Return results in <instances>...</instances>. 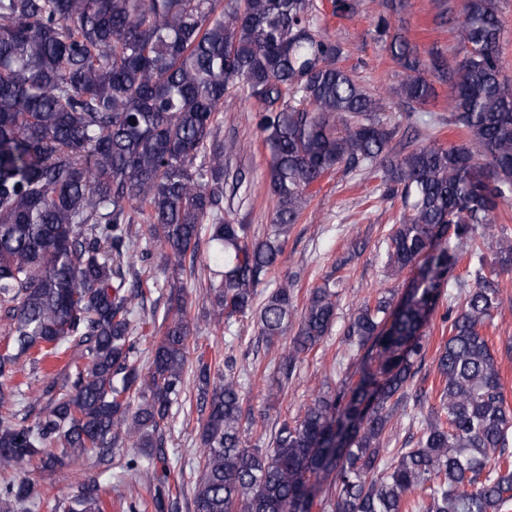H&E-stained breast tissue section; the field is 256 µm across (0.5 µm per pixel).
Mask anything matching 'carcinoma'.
<instances>
[{"label": "carcinoma", "mask_w": 512, "mask_h": 512, "mask_svg": "<svg viewBox=\"0 0 512 512\" xmlns=\"http://www.w3.org/2000/svg\"><path fill=\"white\" fill-rule=\"evenodd\" d=\"M378 37L405 77L407 111L448 85V124L463 140L385 152L395 135L383 98L338 65L341 47L319 27L311 0H0V508L36 507L34 483L17 473L38 458L54 472L132 448L124 466L154 487L168 512L171 469L162 451L171 408L184 394L195 330L182 306L157 326L142 272L165 252V282L181 292L194 275L203 225L224 271L204 296L226 321L252 310L258 287L283 252L310 190L341 166L377 164L408 214L389 235L387 266L414 273L398 302L360 306L342 342L355 359L332 396H320L270 447L251 446L238 360L201 362L198 396L203 466L193 512H507L512 507V406L482 328L500 306L486 267L512 272V241L459 246L478 228L494 237V213L512 198V85L501 78L502 23L496 0H463L458 62L427 59L391 33L400 0H381ZM231 91L268 152L274 200L262 239L224 217L226 159L218 115ZM150 240L142 243L141 225ZM474 276L435 356L438 403L411 448L383 456L389 419L427 355L424 330L463 258ZM338 291L311 290L296 312L283 281L259 309L266 343L298 330L274 380L281 392L299 356L336 320ZM161 334L148 372L138 340ZM69 352L68 385L9 384L15 366ZM32 423H27L29 417ZM56 512H101L100 485L78 484Z\"/></svg>", "instance_id": "cac0c4a2"}]
</instances>
